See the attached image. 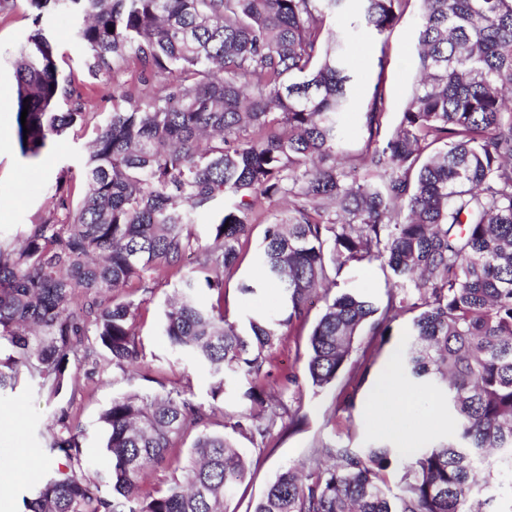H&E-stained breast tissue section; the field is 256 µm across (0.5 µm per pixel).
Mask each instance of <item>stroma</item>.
Instances as JSON below:
<instances>
[{
  "mask_svg": "<svg viewBox=\"0 0 512 512\" xmlns=\"http://www.w3.org/2000/svg\"><path fill=\"white\" fill-rule=\"evenodd\" d=\"M419 4L412 0L393 29L382 36L361 28L351 32L348 52L355 73V94L359 110L346 119L347 134L344 168L362 167L367 136L362 128V114L372 103L375 85L383 87V127L393 131L411 93L417 72L415 33ZM43 25L53 37L58 51V67L62 75L83 85L85 110L91 126H76L65 136L43 150L38 159L24 158L16 138L13 103L16 81L7 60L31 32L32 11L26 0L8 14H0V237L16 238L26 225L41 222L48 215L50 198L62 170L79 172L92 138V125L105 121L112 110V91L125 83L141 84L142 76L135 66L118 71L111 80L91 77L83 66L85 50L78 38L79 23L68 13L57 11L44 15ZM284 201L265 204L243 247L244 256L224 280V310L230 321L245 324L248 315L260 306L274 307L277 291L264 285L255 296L241 294V283L255 275L253 257L263 239L264 228L283 210ZM174 283L163 282L153 292L126 289L125 297L134 303L133 331L140 351L139 359L127 369L113 367L102 352L70 366L71 383L76 392L69 399L71 417L84 431L80 457L87 477L101 480V491L110 494L105 479L111 459L104 447V438L97 426L100 413L113 398L134 390L155 392L176 389L211 415L212 430L231 433L240 413L249 411V401L239 392L229 390L224 396L211 394L208 369L186 357L174 356L161 333V319ZM388 288L377 266H361L345 270L338 278L330 296L354 292L376 302L386 300ZM325 299L312 302L309 319L285 329L270 352L269 375L264 389L282 398L290 410L303 416L300 429L276 424L267 440L236 436L235 443L243 454L248 474L226 503L227 512H248L262 495L281 467L305 460L322 444H340L365 448L377 444L401 445L417 442L435 443L445 437L450 418L443 403L433 391L411 392L397 388L396 401L406 404L408 413L401 428H393L385 410L369 402L380 375L395 351L403 343L404 321H396L393 335L380 354L373 358L369 372H362L363 353L371 340L369 331H362L353 351L338 377L331 385L312 387L305 374L307 342L312 322L321 314ZM354 392L355 406L345 409L344 393ZM52 407L30 382L19 383L15 389L0 393V414L10 412L17 423L0 422V512H25L24 501L55 470L66 462L49 452ZM28 456L32 463L27 473L13 476L16 461Z\"/></svg>",
  "mask_w": 512,
  "mask_h": 512,
  "instance_id": "1",
  "label": "stroma"
}]
</instances>
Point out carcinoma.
Returning <instances> with one entry per match:
<instances>
[{"label":"carcinoma","instance_id":"cac0c4a2","mask_svg":"<svg viewBox=\"0 0 512 512\" xmlns=\"http://www.w3.org/2000/svg\"><path fill=\"white\" fill-rule=\"evenodd\" d=\"M26 2L34 30L12 61L23 157L88 123L83 88L59 76L44 13L83 19L93 78L109 80L133 58L156 79L144 104L135 88L113 92L80 198L63 173L50 216L16 242L0 239V392L27 378L59 402L49 451L81 464V431L61 405L71 359L100 348L121 369L138 355L133 302L116 297L128 285L149 292L199 252L166 303L162 335L209 370L213 397L245 377L243 398L261 412L241 413L234 430L264 438L287 413L262 393L283 328L305 321L308 299L344 268L375 263L390 284L386 303L352 293L326 302L309 334L307 376L332 384L364 328L380 350L406 316L394 379L444 391L448 438L428 448L324 444L283 469L253 512H491L480 487L512 472V0H420V83L383 140L374 89L358 184L345 182L339 162L355 99L347 45L330 24L347 0ZM358 2L380 36L409 0ZM288 196L292 207L265 227L256 279L240 285L254 294L276 283L281 316L250 317L242 330L224 314V276L257 208ZM219 200L212 243L201 247L191 228ZM98 423L112 495L59 469L24 500L26 512H224L247 475L236 444L177 391L115 398ZM192 432L185 481L126 509L139 474L177 460L176 443Z\"/></svg>","mask_w":512,"mask_h":512}]
</instances>
